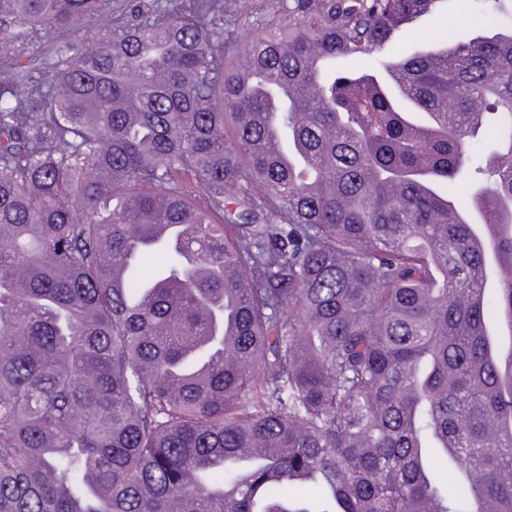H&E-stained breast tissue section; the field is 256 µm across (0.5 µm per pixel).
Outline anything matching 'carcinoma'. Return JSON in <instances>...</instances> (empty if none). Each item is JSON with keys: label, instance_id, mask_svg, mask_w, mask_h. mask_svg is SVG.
I'll return each instance as SVG.
<instances>
[{"label": "carcinoma", "instance_id": "carcinoma-1", "mask_svg": "<svg viewBox=\"0 0 512 512\" xmlns=\"http://www.w3.org/2000/svg\"><path fill=\"white\" fill-rule=\"evenodd\" d=\"M437 2L0 0L97 29L0 71V512H512V31ZM227 11L231 10L240 15L239 34L242 39L261 31V23L270 19L272 4L275 0H224ZM490 23L512 28L510 1L503 2V9L499 10L493 0H447L440 2L431 15L413 23L402 36V42L412 46L415 40L426 38L427 44H435L448 37L450 31L456 36L469 37Z\"/></svg>", "mask_w": 512, "mask_h": 512}]
</instances>
